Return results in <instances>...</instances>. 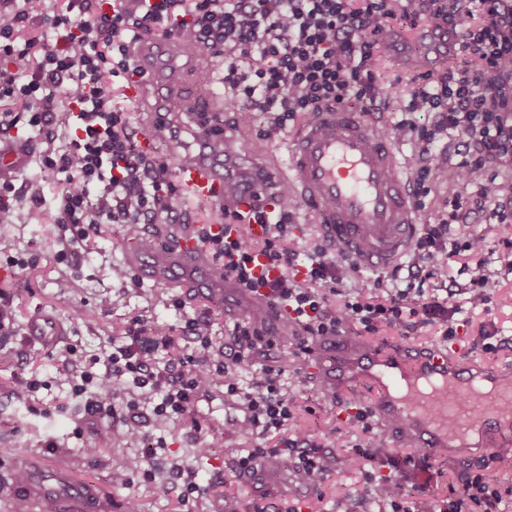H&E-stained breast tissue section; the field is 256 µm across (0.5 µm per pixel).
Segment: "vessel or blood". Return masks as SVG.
<instances>
[{
	"instance_id": "1",
	"label": "vessel or blood",
	"mask_w": 512,
	"mask_h": 512,
	"mask_svg": "<svg viewBox=\"0 0 512 512\" xmlns=\"http://www.w3.org/2000/svg\"><path fill=\"white\" fill-rule=\"evenodd\" d=\"M183 55L178 41L140 40L136 71L125 94L155 120H168L177 110L197 122L223 109L222 98L211 90H188ZM278 149L286 154L285 165L245 169L239 146L205 132L178 164L176 180L187 200L225 201L240 213L268 199L274 182L282 180L306 200L325 242L361 269L389 268L410 253L419 230L413 191L399 149L374 122L344 109L307 115ZM29 158L28 139L0 137V181L22 173ZM228 182L237 186L230 201L224 197ZM143 232L152 244L127 250V265L142 280L184 289L198 302L234 289L212 260L213 240L227 233L255 240L267 235L268 227L211 223L199 231L175 232L167 224H147ZM65 334L62 323L44 314L26 325L28 340L44 345ZM315 368L334 390H345L354 381L370 388L378 421L429 456L454 438L478 436L497 446L512 441V383L499 384L501 369H471L458 352L444 347L393 350L330 339L322 343ZM29 491L54 499L60 512L76 506L81 512H97L100 504L97 490L73 483L57 465L33 471Z\"/></svg>"
}]
</instances>
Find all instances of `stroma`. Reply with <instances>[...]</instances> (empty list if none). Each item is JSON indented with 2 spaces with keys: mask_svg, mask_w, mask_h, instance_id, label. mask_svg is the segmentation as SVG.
<instances>
[{
  "mask_svg": "<svg viewBox=\"0 0 512 512\" xmlns=\"http://www.w3.org/2000/svg\"><path fill=\"white\" fill-rule=\"evenodd\" d=\"M372 68L388 89L389 118L397 120L405 96L414 85V76L391 56L374 57ZM469 225L486 239L484 260L494 272V296L491 313L464 309L463 289L469 278L463 268L468 258L456 256L449 271L458 289L448 298L450 306L461 309L453 319L459 327L456 341L461 354L476 363H512V276L499 273L503 242L512 239V224H492L486 216L476 214L471 216ZM58 234L59 228L50 215L40 224L0 225V299L12 302L15 310L14 332L0 341V446L11 449L10 455L0 456V512H14L10 473L27 468L38 457L65 467L75 481L96 486L103 502L100 512H126L131 496L137 498L142 512H179L176 496L169 491L171 471L174 466L186 464L193 465L202 480H225L223 487L199 501L197 512H212L227 500L235 512H255L257 507L268 505L287 512L296 499L303 512H339L346 497L364 493L362 476L351 472L348 466L347 444L356 435L338 420L336 401L363 398L367 391L355 386L337 393L309 372L304 376L302 391L308 410L301 413L299 421L319 436L331 457V470L321 494L296 487L291 472L280 465H263L259 479L251 482L239 474L232 451L250 447L251 441L225 434L224 419L235 415L236 410L233 402L225 400L220 384L201 397L195 417L203 433L225 440V447L213 449L206 456L198 455L189 424L184 420L155 428L153 436L162 438L164 445L152 455L154 476L146 481L132 476L127 467L130 460L144 454L145 442L127 438L124 427L105 421L97 429L111 436V445L93 456L83 453L84 438L78 433L83 425L79 401L62 382L66 349L76 347L78 354L86 357L100 353L107 341L120 336L127 319L137 314L168 323L177 331L183 325L182 312H199L205 305L190 302L180 312L173 307L174 300L182 296L180 289L149 282L139 288L121 287L111 275L113 266L125 262L126 240L121 225H101L92 252L80 255L74 264L58 261ZM33 241L40 248L35 264L23 271L11 267L10 258L28 256ZM105 295L112 298V314L108 317L98 311V301ZM40 312L53 316L67 329L66 336L55 345L33 346L25 339L26 322ZM490 321L497 334L486 341L479 330ZM17 374L37 375L49 386L39 390L35 399L18 400L9 390V383ZM471 464L448 456L435 459L432 470L411 471L406 487L418 490L423 512H430L435 498L461 488V476Z\"/></svg>",
  "mask_w": 512,
  "mask_h": 512,
  "instance_id": "obj_1",
  "label": "stroma"
}]
</instances>
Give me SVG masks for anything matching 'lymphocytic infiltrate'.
<instances>
[{"instance_id": "lymphocytic-infiltrate-1", "label": "lymphocytic infiltrate", "mask_w": 512, "mask_h": 512, "mask_svg": "<svg viewBox=\"0 0 512 512\" xmlns=\"http://www.w3.org/2000/svg\"><path fill=\"white\" fill-rule=\"evenodd\" d=\"M0 0V103L21 111L0 113V129L14 128L39 141L38 175L21 186L0 184V224L14 223L26 207L29 223L43 221L47 180L57 178L56 222L75 243L88 242L99 224H120L128 237L145 224H173L181 203L167 156L138 152L131 132L132 102L116 104L115 93L135 61L130 45L142 35L174 37L188 53L219 58L220 80L239 107L232 125L240 134L258 132L279 140L288 122L338 107L367 111L386 99L371 70L375 54L388 53L376 36L390 22L448 26L460 35L456 54L478 62L477 70L448 68L410 94L389 136L413 149L408 175L418 208H425L436 166H451L457 190L450 208L424 220L403 269L377 273L372 296L350 290L361 271L320 237L295 235L298 203L281 189L278 207L250 214L220 211L228 224L246 220L268 225L257 241L225 237L212 256L239 290H267L288 308L295 326L289 353L302 358L325 337L378 334L392 327H436L454 335L448 301V267L467 253L471 308L491 301L490 275L482 255L485 239L467 231L470 215L487 214L494 224L512 222V183L499 177L512 161V0ZM497 87L488 96L487 83ZM431 123L417 121L418 113ZM465 234H458V227ZM263 253L278 274L255 276L254 253ZM269 312L246 310L214 343L212 319L185 314L183 330L192 349L158 364V352L175 348L172 328L131 318L111 352L85 365L65 361L72 396L85 418H120L126 433L144 438L147 423L163 425L191 417L200 396L216 380L241 414L227 417L224 430L253 440L235 449L239 469L254 471L287 458L294 481L321 490L330 471L319 437L295 428L300 393L297 373L280 365L251 367L254 354L271 349ZM347 422L361 433L349 454L351 467L368 483L366 495L351 498L345 512H368L370 497L389 512H418L400 475L426 468L427 459L408 454L377 461L379 439L371 406L356 399ZM504 484L484 471L463 474L460 491L442 500L439 512H503Z\"/></svg>"}]
</instances>
